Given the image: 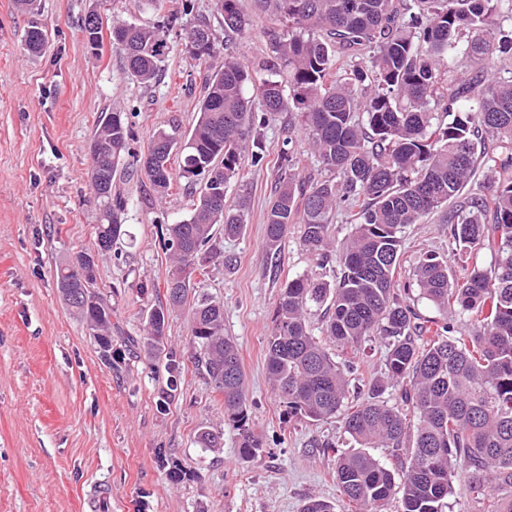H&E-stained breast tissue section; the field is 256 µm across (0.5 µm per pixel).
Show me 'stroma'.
<instances>
[{
	"label": "stroma",
	"instance_id": "stroma-1",
	"mask_svg": "<svg viewBox=\"0 0 512 512\" xmlns=\"http://www.w3.org/2000/svg\"><path fill=\"white\" fill-rule=\"evenodd\" d=\"M163 0L146 10L138 0H41L38 15L0 0V512H83L92 488L112 489V512H301L309 498L335 512L345 503L332 476L334 462L313 440H340L338 420L288 419L266 369V338L280 289L311 263L289 230L277 254L263 243V218L277 173L278 152L292 137L303 175L320 165L302 134L299 113L273 116L261 129L268 163L242 160L240 178L251 193L243 232L217 236L216 258L206 264L203 290L224 304V333L239 350L252 419L265 450L242 462L238 438L224 434V446L207 452L199 430L224 424V403L204 378L188 370L166 409L157 400L165 387L153 362L104 365L92 332L61 300L56 268L77 253L96 257V279L112 306L122 335L139 336L148 308L172 267L162 246L166 225L187 218L195 188L174 180L157 196L143 172L124 168L115 182L123 195L128 234L106 253L96 238L98 202L90 186L88 150L102 113L120 108L129 117L133 151L148 152L157 131L188 134L197 120L204 80L222 64L226 50L254 63L266 56L265 30L277 17L241 0L251 25L245 35L225 39L215 0ZM101 22L102 46L90 51L81 24L88 13ZM170 52L156 82L130 79L122 53L112 46V25L152 26L171 16ZM210 23L218 41L215 57L199 61L186 49L198 20ZM49 35L40 55H29L23 36L31 22ZM450 226L441 215L406 226L400 284L424 252L456 267L448 249ZM237 262L226 269L222 258ZM171 453L189 481L175 484L158 452Z\"/></svg>",
	"mask_w": 512,
	"mask_h": 512
}]
</instances>
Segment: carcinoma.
Returning <instances> with one entry per match:
<instances>
[{
  "instance_id": "cac0c4a2",
  "label": "carcinoma",
  "mask_w": 512,
  "mask_h": 512,
  "mask_svg": "<svg viewBox=\"0 0 512 512\" xmlns=\"http://www.w3.org/2000/svg\"><path fill=\"white\" fill-rule=\"evenodd\" d=\"M288 26L267 32L272 57L250 67L229 55L207 75L198 119L187 138L157 132L147 155L137 159L160 195L174 176L200 184L188 218L167 227L163 246L174 267L163 296L146 317V336L120 337L133 358L164 361L168 390L180 369L166 349L172 313L190 307L193 364L224 401V429L198 434L204 451L224 447V430L236 433L239 458L262 456L264 441L250 413L237 346L224 335V303L198 292L192 273L216 256L217 232L236 237L250 211V193L238 181L242 157L261 166L267 147L259 134L272 116L298 110L308 143L328 177H303L283 142L278 174L264 218V241L274 253L299 225L302 249L320 268L340 267L335 284L298 275L280 291L266 340V366L288 418L312 422L339 419L357 444L343 448L328 440L313 444L332 453L333 474L349 512H442L462 488L469 512H512V0H256ZM224 33L242 36L250 20L240 0H216ZM117 24L112 45L124 55L127 72L142 85L158 76L169 52L166 29ZM82 31L97 50L100 21L90 14ZM48 43L36 25L26 49L41 53ZM192 57L216 50L206 22L188 36ZM368 53L366 63L337 73V58ZM479 66L460 71L461 61ZM492 140L497 152H477ZM92 141L100 147L99 174L90 182L100 203L97 240L105 250L126 234L125 204L112 196L119 166L133 156L132 131L124 112L103 116ZM484 185L465 193L478 166ZM346 209L351 231L335 240L333 215ZM448 209V245L458 274L443 258L426 252L415 262L419 296L440 314L421 315L400 292L403 229ZM486 251L484 268L474 254ZM61 300L94 331L98 353L113 365L112 306L96 276L83 277L74 261L56 269ZM326 306L325 336L332 353L311 332L308 315ZM464 317L448 321V309ZM385 344L386 376L368 383V397L351 399L358 356L371 337ZM397 387L400 400L384 397ZM386 448L388 466L369 452ZM158 458L167 477L190 479L164 449Z\"/></svg>"
}]
</instances>
